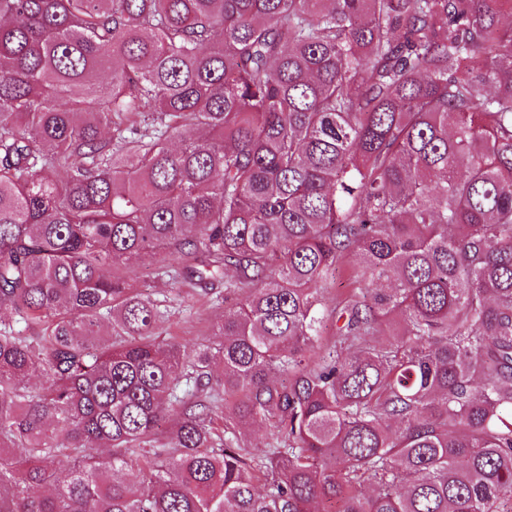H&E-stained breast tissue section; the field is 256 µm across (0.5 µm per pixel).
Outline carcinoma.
<instances>
[{"label":"carcinoma","mask_w":512,"mask_h":512,"mask_svg":"<svg viewBox=\"0 0 512 512\" xmlns=\"http://www.w3.org/2000/svg\"><path fill=\"white\" fill-rule=\"evenodd\" d=\"M0 512H512V0H0ZM162 257V254L145 255L131 268H118L115 273L126 276L140 293L167 309V317L158 329L167 341L176 342L188 350L201 345L214 346L219 342V336H214L212 326L235 304L236 298L231 295L225 301L224 286L201 290L160 276V268L170 262ZM277 429L272 423L266 422L255 428L251 432L241 434V437L247 442L250 448L263 450L268 443L273 442Z\"/></svg>","instance_id":"obj_1"}]
</instances>
